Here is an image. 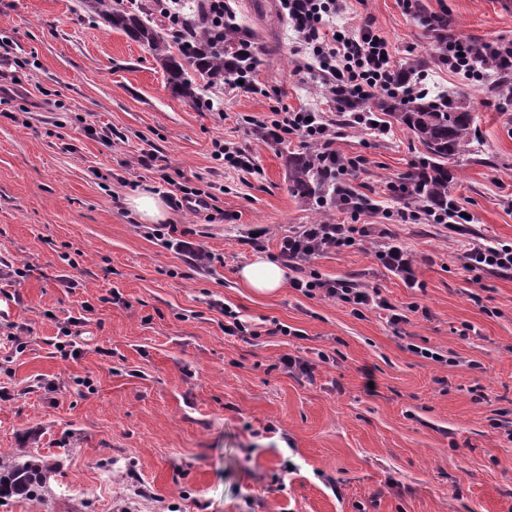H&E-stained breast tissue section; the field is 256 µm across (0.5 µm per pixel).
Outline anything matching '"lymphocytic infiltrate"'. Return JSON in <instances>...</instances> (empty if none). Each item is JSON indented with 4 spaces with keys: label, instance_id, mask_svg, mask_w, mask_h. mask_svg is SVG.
<instances>
[{
    "label": "lymphocytic infiltrate",
    "instance_id": "f902f5d3",
    "mask_svg": "<svg viewBox=\"0 0 512 512\" xmlns=\"http://www.w3.org/2000/svg\"><path fill=\"white\" fill-rule=\"evenodd\" d=\"M282 5L295 33V52L307 56L305 68L311 79L339 109L355 100L371 99L380 89L399 87L407 96H417L416 85L399 84L390 45L372 23H365L356 33L337 30L336 20L345 12L346 0H282ZM438 46L450 72L468 80L483 79L486 70L477 66L478 51L466 36L439 37ZM260 129L266 139L275 142L291 135L305 136L326 155L331 154L336 139L333 123L308 118L303 112L261 122ZM355 231L351 224H308L300 233L282 238L279 255L287 261H301L326 249L351 245ZM292 286L310 298L320 296L366 310L388 307L379 290L353 288L315 274L294 278Z\"/></svg>",
    "mask_w": 512,
    "mask_h": 512
}]
</instances>
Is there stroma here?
<instances>
[{
  "label": "stroma",
  "mask_w": 512,
  "mask_h": 512,
  "mask_svg": "<svg viewBox=\"0 0 512 512\" xmlns=\"http://www.w3.org/2000/svg\"><path fill=\"white\" fill-rule=\"evenodd\" d=\"M233 7L257 35L259 90L212 87L206 107L175 94L146 45L80 0H0L11 46L0 71L22 86L0 102V262L29 268L0 279V330L17 336L0 333V452L54 466L43 502L14 496L0 512H512V271L462 260L477 241L512 245V102L495 72L479 82L450 73L420 22L512 43V7L348 0L337 20L351 30L372 20L397 66L422 60L412 82L473 106L481 145L460 158L450 189L473 220L453 236L424 217L403 221L386 188L423 158L409 131L384 111L388 136L349 126L299 71L280 0ZM276 109L335 123L336 151L364 164L346 183L374 211L357 218L289 192L288 158L310 145L262 136L258 121ZM218 141L251 153L259 173L216 159ZM181 185L208 204L170 208L161 240L124 203L147 187L168 200ZM357 220L370 236L288 275L378 289L392 312L238 281L304 225ZM177 240L208 251L209 271ZM391 246L410 254L414 283L378 259ZM225 304L259 337L225 334ZM71 316L85 326L80 353L65 358L57 344ZM276 323L293 335L272 334ZM287 354L308 371L285 368Z\"/></svg>",
  "instance_id": "1"
}]
</instances>
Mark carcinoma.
Segmentation results:
<instances>
[{
    "mask_svg": "<svg viewBox=\"0 0 512 512\" xmlns=\"http://www.w3.org/2000/svg\"><path fill=\"white\" fill-rule=\"evenodd\" d=\"M121 3L82 0L87 11L148 46L177 94L198 102V77L211 85L251 83L260 59L255 42L232 11L224 13V26L202 23L195 34L171 44L147 17ZM381 107L405 126L426 152V161L405 175L411 187L410 201L440 213L452 212L456 204L448 191L457 179L453 162L470 152L475 137L473 109L461 99L448 97L438 103L422 97L411 102L396 92L387 93ZM288 187L294 196L320 205L349 196L348 188L337 181L336 167L316 150L288 158ZM50 471L48 461L37 453L21 460L0 459V498L40 497Z\"/></svg>",
    "mask_w": 512,
    "mask_h": 512,
    "instance_id": "carcinoma-1",
    "label": "carcinoma"
}]
</instances>
